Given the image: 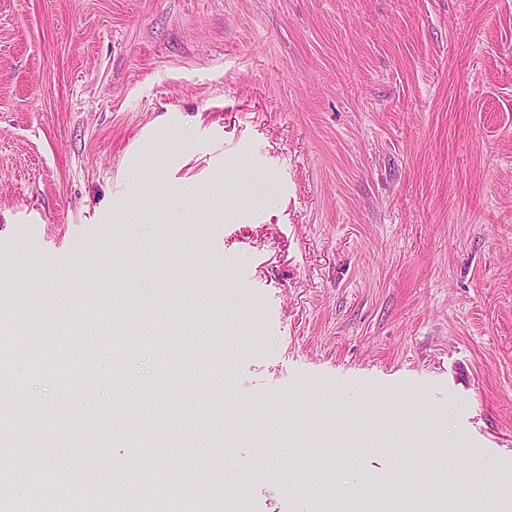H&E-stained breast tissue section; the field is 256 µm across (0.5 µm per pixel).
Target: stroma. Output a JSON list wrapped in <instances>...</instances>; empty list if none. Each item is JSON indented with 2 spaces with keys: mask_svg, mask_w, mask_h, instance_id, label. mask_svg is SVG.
<instances>
[{
  "mask_svg": "<svg viewBox=\"0 0 512 512\" xmlns=\"http://www.w3.org/2000/svg\"><path fill=\"white\" fill-rule=\"evenodd\" d=\"M1 304L41 335L39 364L0 360V417L31 411L0 433V512L87 494L74 461L10 465L39 426L137 460L151 512L183 488L225 512L244 465L238 512H329L324 482L371 512L496 497L512 0H0ZM290 441L304 466L259 475ZM413 469L392 501L358 478Z\"/></svg>",
  "mask_w": 512,
  "mask_h": 512,
  "instance_id": "obj_1",
  "label": "stroma"
}]
</instances>
